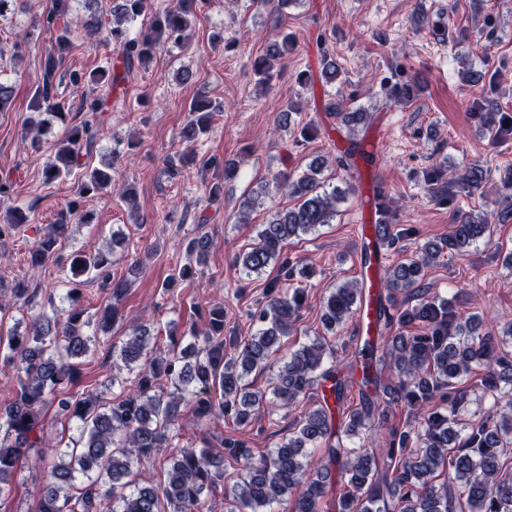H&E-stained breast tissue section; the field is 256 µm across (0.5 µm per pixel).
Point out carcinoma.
Masks as SVG:
<instances>
[{"label":"carcinoma","mask_w":512,"mask_h":512,"mask_svg":"<svg viewBox=\"0 0 512 512\" xmlns=\"http://www.w3.org/2000/svg\"><path fill=\"white\" fill-rule=\"evenodd\" d=\"M100 0H82L81 27L90 36H99L113 46L122 58L126 72L146 67L164 43L179 44L189 35L196 17L197 0H175L162 12L151 16L148 29L135 37L128 24L144 17L148 0H112V24L100 14ZM71 0H53L43 18L56 30V50L41 63V80L33 92V111L51 112L66 119L53 94L56 74L70 48L67 25L59 17L70 8ZM289 36L273 40L266 52L253 61L258 85L265 87L281 66L282 52ZM118 75L112 66L90 71H73V85L95 89L110 86ZM98 98L85 99L91 118L69 126L56 143L55 161L44 170V178L54 182L69 177L82 166L97 140ZM324 110L339 120L347 145L339 162L353 167L361 157L363 140L359 127L369 124L371 115L360 109L345 112L334 102ZM190 120L183 132L188 143H196L211 129L214 109L199 96L189 104ZM329 158L317 157L308 172L295 177L279 173L273 181L297 204L276 212L261 225L257 241L235 257L244 275L259 274L272 263L293 271L284 249L289 240L333 222L336 203L345 192L326 189L320 180ZM224 169V180L207 184L209 198L224 193V181L235 174L230 162L215 158L203 161ZM483 180L481 170L444 177V170L426 173L425 182L437 200L460 203L472 195ZM112 185V166L86 168L78 177L75 194L58 214L56 221L28 252V265L36 270L56 257L68 236L70 224L90 221L83 210V199ZM13 183L0 180V238L9 237L28 222L26 213L8 202ZM388 249L394 250L408 232L398 228L388 209L380 211L377 223ZM490 224L484 217L474 219L469 211L460 212L456 224L442 243L427 242L412 257L403 258L381 271L379 281L385 299V322L378 329V343L364 340L354 351H382V364L397 377L384 383L371 365L361 366L357 384L359 407L334 416L328 400L302 411L293 432L282 437L268 454L255 461L244 442L223 441L224 454L207 448H182L163 455L171 447L170 432L179 421L181 408L190 407L199 422L232 416L245 425L266 402L265 394L252 391L245 383L254 371L264 368L282 346V338L297 322L305 288L272 290L258 313L260 328L244 340L232 342L224 350V310L209 314L208 329L192 333L194 342L166 357L148 358L154 340L151 325L141 322L130 327L121 345L112 346V358L121 362L128 377L112 378L127 394L105 400L94 392L70 393L67 388L80 383V359L94 345L83 332L87 321L77 309L82 281L93 273L110 290L112 304L106 306L97 327L107 332L119 319V305L126 294V283L112 279L114 248L80 251L71 259L70 287L65 293L69 309L54 303L37 307L31 303L29 284L14 283L13 296L22 301L29 315L25 330L16 329L0 336L5 349L3 365L11 368V399L0 407V500L11 495L12 476L26 451L36 449L35 463L43 472L38 489L37 512H102L99 505L110 503L108 512H217L208 492L224 479V456L243 462L245 473L231 490L225 512H263L274 503L289 504V512H321V504L333 486L339 485L338 512H512V478L501 474L500 448L512 443V358L499 354L496 337L482 331L475 315L463 316L456 305L430 296L421 287L425 269L434 265L444 249L460 250L485 238ZM211 246L206 234L194 237L187 251L203 259ZM364 282L351 281L333 289L324 301L322 323L328 332L354 316L364 302ZM417 325L419 334L406 336L401 328ZM333 351L325 338L316 336L291 352L279 367L273 394L285 405H293L330 383V393L341 403L349 384L337 376L336 366L326 365ZM483 369L479 388L499 393L504 402L496 421L474 424L459 436L458 413L467 397L464 379ZM219 389L215 394L212 389ZM56 405V416L76 424L78 436L61 447L50 443L44 408ZM394 406L403 407L408 419L390 433L384 454L365 448L345 447L344 440L387 422ZM320 448L326 460L310 469V449ZM163 457L165 478L155 482L135 477L133 467ZM447 472L446 485L437 487L434 478Z\"/></svg>","instance_id":"carcinoma-1"}]
</instances>
